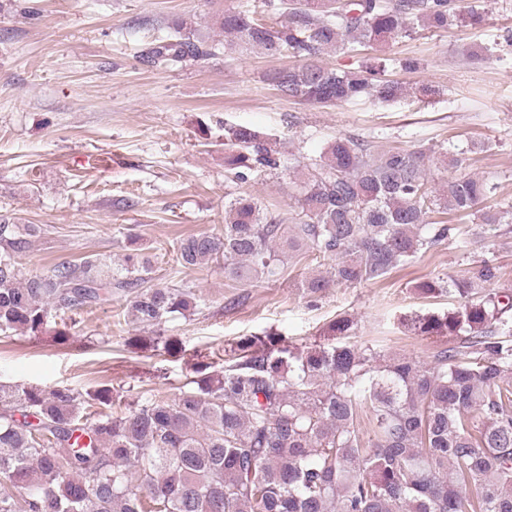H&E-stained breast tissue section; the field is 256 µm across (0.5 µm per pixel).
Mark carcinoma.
Segmentation results:
<instances>
[{"label": "carcinoma", "mask_w": 512, "mask_h": 512, "mask_svg": "<svg viewBox=\"0 0 512 512\" xmlns=\"http://www.w3.org/2000/svg\"><path fill=\"white\" fill-rule=\"evenodd\" d=\"M478 0H259L254 10L226 8L222 40L178 25L149 51L157 64L206 61L235 48L290 54L297 64L267 82L288 100L327 107L363 96L381 101L406 87L384 77L377 59L338 69L324 59L342 50L367 56L377 46L458 21L479 25ZM471 150L449 165L462 173L435 190L432 149L371 148L338 135L305 164L297 185V222L253 197L224 202V227L183 238L184 266L224 261L241 286L282 276L279 249L303 247L329 262L301 282L310 297L339 285L387 277L441 244L453 228L433 213L471 217L512 229V204H484L497 186L465 173ZM284 165L272 139L246 125L224 128V169L246 182ZM27 229L0 223V332L38 336L50 316L117 295L135 320L160 327L194 313L195 295L149 284L140 254L120 273L85 259L58 264L50 276L18 278ZM499 268L483 259L467 274L426 281L460 306L411 319L421 336H443L432 360L391 356L348 343L298 349L280 336H250L230 349L224 370H196L173 396L140 397L121 416L83 414L68 388L0 385V512H512V292L491 284ZM358 324L334 319L330 336ZM374 426L371 447L356 425L359 406Z\"/></svg>", "instance_id": "carcinoma-1"}]
</instances>
